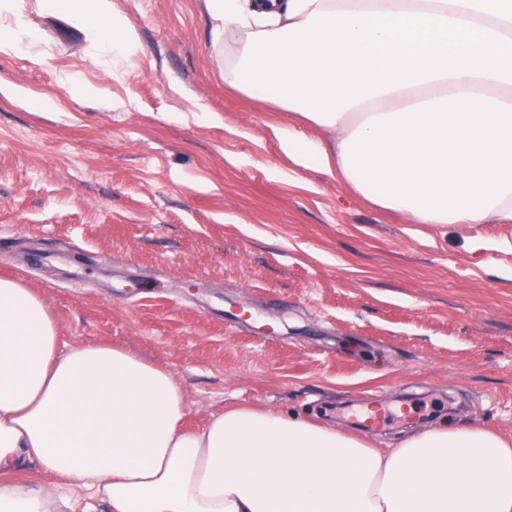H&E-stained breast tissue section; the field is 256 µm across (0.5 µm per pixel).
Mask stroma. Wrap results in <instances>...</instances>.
<instances>
[{"mask_svg": "<svg viewBox=\"0 0 512 512\" xmlns=\"http://www.w3.org/2000/svg\"><path fill=\"white\" fill-rule=\"evenodd\" d=\"M102 55L45 0H0V276L67 350L129 347L203 426L235 403L394 448L512 437V223L412 224L284 154L294 113L224 82L205 0H112Z\"/></svg>", "mask_w": 512, "mask_h": 512, "instance_id": "35a3bbf8", "label": "stroma"}]
</instances>
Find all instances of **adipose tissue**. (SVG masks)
<instances>
[{
	"label": "adipose tissue",
	"instance_id": "1",
	"mask_svg": "<svg viewBox=\"0 0 512 512\" xmlns=\"http://www.w3.org/2000/svg\"><path fill=\"white\" fill-rule=\"evenodd\" d=\"M104 53L121 51L112 0H59ZM217 32L304 23L319 12H421L447 0H206ZM314 140L275 128L298 164L347 183L412 224L512 223V86L443 78L385 91L322 125ZM43 298L0 277V512L69 507L60 481L111 512H512V441L461 425L376 448L306 418L225 407L184 425L174 374L119 345L58 348ZM38 465L51 482L16 472Z\"/></svg>",
	"mask_w": 512,
	"mask_h": 512
}]
</instances>
